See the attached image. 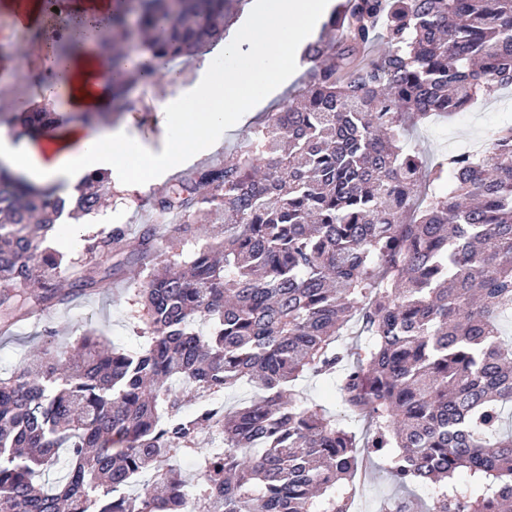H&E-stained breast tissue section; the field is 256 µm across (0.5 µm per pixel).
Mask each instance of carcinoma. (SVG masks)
<instances>
[{
    "instance_id": "carcinoma-1",
    "label": "carcinoma",
    "mask_w": 512,
    "mask_h": 512,
    "mask_svg": "<svg viewBox=\"0 0 512 512\" xmlns=\"http://www.w3.org/2000/svg\"><path fill=\"white\" fill-rule=\"evenodd\" d=\"M246 2L133 0L108 16L109 41L68 11L53 75L91 40L117 99L224 40ZM132 29L134 56L116 49ZM303 60L298 103L224 165L154 193L178 223L145 224L131 246L122 224L69 255L45 245L63 213L100 209L108 173L69 202L0 167V330L129 265L147 317L138 350L89 332L72 363L47 329L0 377V512H349L362 448L399 485L437 486L424 512H512V124L431 165L405 142L512 85V0H343ZM57 122L46 106L0 112L20 136ZM203 211L224 224L198 246ZM336 372L360 443L322 405L284 398ZM255 380L254 400L226 404Z\"/></svg>"
}]
</instances>
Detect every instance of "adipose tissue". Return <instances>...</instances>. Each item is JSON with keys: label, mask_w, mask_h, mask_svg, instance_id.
Listing matches in <instances>:
<instances>
[{"label": "adipose tissue", "mask_w": 512, "mask_h": 512, "mask_svg": "<svg viewBox=\"0 0 512 512\" xmlns=\"http://www.w3.org/2000/svg\"><path fill=\"white\" fill-rule=\"evenodd\" d=\"M252 2L248 21L222 46L232 66L202 61V77L188 96L164 104L167 136L160 152L133 140L121 124L91 136L76 125L66 134L36 141L14 137L1 126L0 162L37 187L61 183L70 190L90 173L131 170L139 185L158 170L179 166L190 151L214 143L257 95L280 85L285 73L300 66L310 32L329 9V0ZM108 70L106 57L81 52L67 80L53 83L47 94L66 93L75 112L103 109L106 95L98 79Z\"/></svg>", "instance_id": "adipose-tissue-1"}]
</instances>
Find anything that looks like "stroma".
Here are the masks:
<instances>
[{"instance_id": "obj_1", "label": "stroma", "mask_w": 512, "mask_h": 512, "mask_svg": "<svg viewBox=\"0 0 512 512\" xmlns=\"http://www.w3.org/2000/svg\"><path fill=\"white\" fill-rule=\"evenodd\" d=\"M305 75L302 69L290 74L279 89L258 98L241 116L236 127L226 130L214 146L192 155L174 173L159 174L148 184L134 188L127 172L113 171L111 197L99 211L79 219L84 232L93 234L111 225L123 224L129 236H136L141 225L152 221V190L160 188L172 175H187L197 168L228 161L240 142L250 136L260 114L287 103ZM199 77V66L194 63L176 83L170 82L163 70L154 81L133 83L126 96L127 110L117 115L108 114L106 122L123 123L131 138L150 149H160L163 137L159 112L161 103L186 95ZM41 93L42 86L35 82L32 70L0 76V109L8 111L20 103H39ZM506 118L512 119V88L450 121L441 120L429 127L413 130L409 145L432 158L470 139L489 137ZM139 282L136 268L124 269L108 293L74 297L68 305L47 310L20 323L13 337L0 340V375L10 374L25 355L41 346L43 329L47 326L56 329V341L63 351L69 350L75 340L88 331L101 334L120 347L135 348L143 344L144 338L140 334L142 323L138 318L141 311L137 297ZM432 494L433 489L428 485L400 488L388 473L374 467L365 482L356 487L353 512H379L381 504L388 499L407 501L408 512H420Z\"/></svg>"}]
</instances>
